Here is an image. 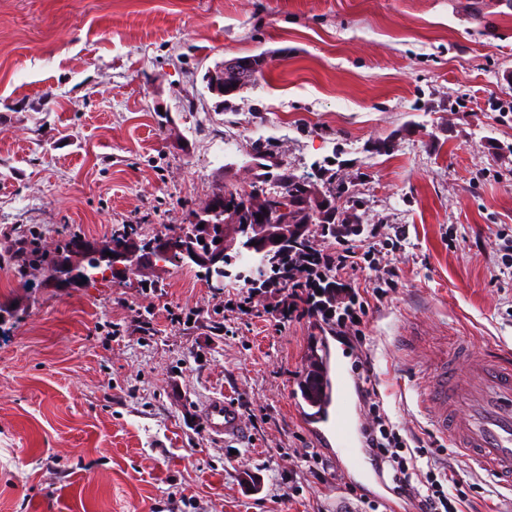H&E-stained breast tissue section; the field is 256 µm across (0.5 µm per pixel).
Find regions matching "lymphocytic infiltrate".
Masks as SVG:
<instances>
[{"label": "lymphocytic infiltrate", "mask_w": 512, "mask_h": 512, "mask_svg": "<svg viewBox=\"0 0 512 512\" xmlns=\"http://www.w3.org/2000/svg\"><path fill=\"white\" fill-rule=\"evenodd\" d=\"M355 255L343 236L337 237L332 248L309 241L288 275L287 289L271 307L278 323L307 318L329 326L337 336L356 331L360 319L368 315L372 300L386 297L394 281L383 277L381 286L368 291L342 280ZM330 283L335 286L336 307L328 314L317 307L316 296L319 288ZM353 380L366 420L364 447L373 456L382 483L399 499L408 501L414 512H471L469 489L450 480L447 466L435 461L434 442L402 435L399 426L390 421L368 361L357 365Z\"/></svg>", "instance_id": "obj_1"}]
</instances>
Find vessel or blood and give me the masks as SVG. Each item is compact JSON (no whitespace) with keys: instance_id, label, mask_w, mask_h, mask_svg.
<instances>
[{"instance_id":"b4317fda","label":"vessel or blood","mask_w":512,"mask_h":512,"mask_svg":"<svg viewBox=\"0 0 512 512\" xmlns=\"http://www.w3.org/2000/svg\"><path fill=\"white\" fill-rule=\"evenodd\" d=\"M322 372L310 404L308 421L317 435L332 445L337 460L348 470L370 474L374 464L356 451L344 375L331 349L321 355ZM469 362L468 380H460L458 367ZM426 400L436 410L435 426L451 447L512 486V355H480L468 341H459L448 358L434 368ZM209 433L228 442L244 438L246 431L233 403L212 398L203 410Z\"/></svg>"}]
</instances>
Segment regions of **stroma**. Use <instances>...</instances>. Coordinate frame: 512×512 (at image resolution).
<instances>
[{
    "label": "stroma",
    "instance_id": "stroma-1",
    "mask_svg": "<svg viewBox=\"0 0 512 512\" xmlns=\"http://www.w3.org/2000/svg\"><path fill=\"white\" fill-rule=\"evenodd\" d=\"M265 56L254 87L202 81ZM332 174L356 252L393 239L396 286L373 303L364 347L306 320L280 325L259 292L225 314L197 266L151 263L61 288L18 274L7 237L40 253L133 227L183 236L230 185L278 191L281 172ZM377 227L370 236L368 227ZM512 0H0V512H333L315 472L301 384L331 348L368 359L392 422L433 432L424 390L459 339L512 350ZM152 318L154 335L134 329ZM236 402L229 445L202 412ZM479 483L478 512L512 491L448 449Z\"/></svg>",
    "mask_w": 512,
    "mask_h": 512
}]
</instances>
